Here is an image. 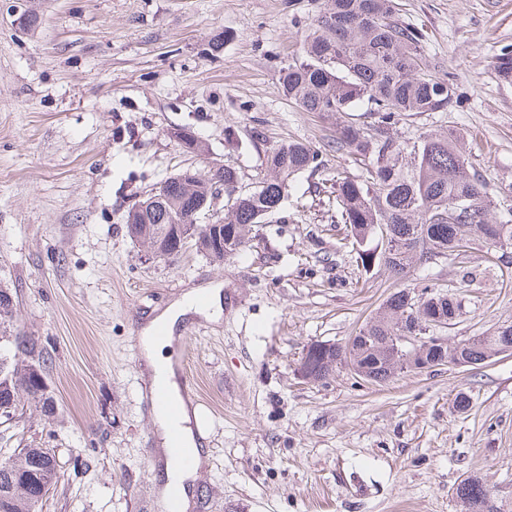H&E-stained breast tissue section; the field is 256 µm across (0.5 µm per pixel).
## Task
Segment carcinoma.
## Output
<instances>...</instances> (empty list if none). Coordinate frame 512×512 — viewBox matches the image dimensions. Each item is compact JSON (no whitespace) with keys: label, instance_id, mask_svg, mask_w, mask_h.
<instances>
[{"label":"carcinoma","instance_id":"1","mask_svg":"<svg viewBox=\"0 0 512 512\" xmlns=\"http://www.w3.org/2000/svg\"><path fill=\"white\" fill-rule=\"evenodd\" d=\"M499 79L512 84V45L496 55ZM283 94L304 112L329 119L365 112L374 116V133L348 121L336 126V149L364 162L368 177L336 179V204L341 222L350 227L357 255L365 268L382 265L396 279L406 277L417 262L459 254V242L512 244V210L495 216L492 191L474 169L456 134L424 133L412 145L394 136L399 117L408 113L444 111L457 102L448 81L432 74L424 33L397 16L395 0H323V7L302 38L301 57L282 66ZM323 166L322 154L300 142L270 148L265 174L241 188L236 168L224 167V197L229 203L221 245L207 246L206 256L222 264L252 247L255 225L283 208L294 179ZM181 197L158 207L148 223L126 224L128 236L152 246L166 241L175 224H191ZM0 287V367L10 386L0 397L24 406L51 411L41 381L46 379L47 352L38 339L16 327V306ZM461 300L432 285L401 289L387 298L370 321L345 344L309 346L299 371L313 383H324L339 366L351 363L372 382L389 381L401 367L389 344L392 336L412 329L423 332L430 322L453 319ZM512 347V323L492 333L473 336L465 344L430 343L417 359L449 365H483ZM56 469L46 466L39 448H17L0 459V512H42L36 485H49ZM455 496L463 512H497L476 476L462 479Z\"/></svg>","mask_w":512,"mask_h":512}]
</instances>
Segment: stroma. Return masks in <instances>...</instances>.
I'll use <instances>...</instances> for the list:
<instances>
[{"label": "stroma", "mask_w": 512, "mask_h": 512, "mask_svg": "<svg viewBox=\"0 0 512 512\" xmlns=\"http://www.w3.org/2000/svg\"><path fill=\"white\" fill-rule=\"evenodd\" d=\"M321 2L0 0V282L17 293L18 328L49 354L53 401L51 413L0 425V457L54 452L42 512H161L164 465L132 336L207 285L222 288L218 316L191 313L175 328L194 330L186 368L209 426L188 512H461L454 489L473 474L512 512V354L381 385L344 366L323 385L298 374L308 345L345 343L392 293L427 282L464 299L448 341L512 322V253L495 262L476 243L397 281L343 246L332 184L365 171L337 150L335 122L279 88V65L300 54ZM397 3L460 102L401 117L395 137L463 134L512 207V84L494 72L512 44V0ZM18 4L35 28L16 25ZM175 128L207 154L184 152ZM288 141L325 165L297 176L280 222L259 225L230 263L192 248L152 261L128 237L127 210L166 177L221 162L247 187L264 175L266 150ZM460 392L471 398L463 414L452 407Z\"/></svg>", "instance_id": "stroma-1"}]
</instances>
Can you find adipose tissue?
<instances>
[{"instance_id": "1", "label": "adipose tissue", "mask_w": 512, "mask_h": 512, "mask_svg": "<svg viewBox=\"0 0 512 512\" xmlns=\"http://www.w3.org/2000/svg\"><path fill=\"white\" fill-rule=\"evenodd\" d=\"M220 305V290L213 286L200 287L187 292L180 301L170 305L160 315L152 319L143 330L142 344L154 378L171 376V364L163 353L165 343L156 336L157 329L172 331L179 317L201 309H213Z\"/></svg>"}]
</instances>
